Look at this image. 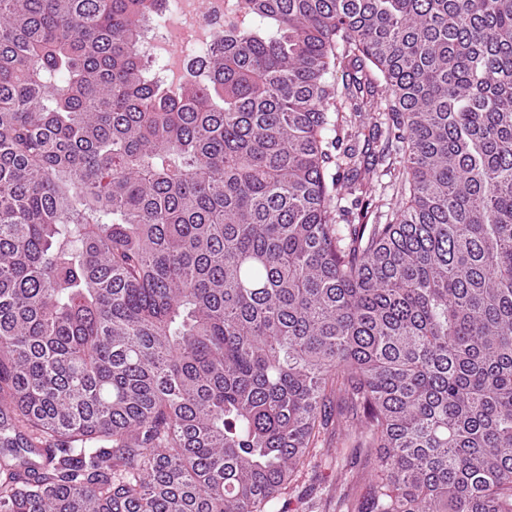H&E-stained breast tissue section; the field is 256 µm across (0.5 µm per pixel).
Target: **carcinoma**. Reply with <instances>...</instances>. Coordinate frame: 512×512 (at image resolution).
I'll use <instances>...</instances> for the list:
<instances>
[{"label": "carcinoma", "instance_id": "carcinoma-1", "mask_svg": "<svg viewBox=\"0 0 512 512\" xmlns=\"http://www.w3.org/2000/svg\"><path fill=\"white\" fill-rule=\"evenodd\" d=\"M165 4L0 0V512H287L338 394L368 512H512V0H234L175 91ZM376 181L371 183L370 189L365 200L370 199L369 203V224H384L387 218L396 209L398 199L393 195V187L391 186L393 179L388 175H382ZM392 180V181H391ZM370 195V196H369Z\"/></svg>", "mask_w": 512, "mask_h": 512}]
</instances>
